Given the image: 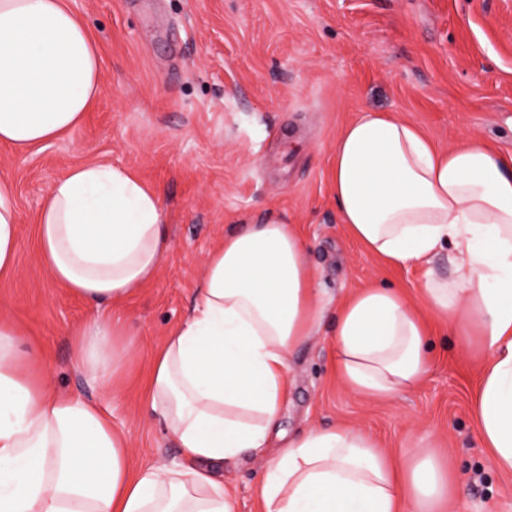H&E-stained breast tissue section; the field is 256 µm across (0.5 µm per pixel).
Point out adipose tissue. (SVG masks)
<instances>
[{
	"label": "adipose tissue",
	"instance_id": "1",
	"mask_svg": "<svg viewBox=\"0 0 512 512\" xmlns=\"http://www.w3.org/2000/svg\"><path fill=\"white\" fill-rule=\"evenodd\" d=\"M102 91L100 57L68 0H0V143L19 152L75 128ZM331 183L347 234L386 264L424 272L419 302L367 286L336 308V371L389 398L431 368L421 316L479 331L486 357L472 410L498 470L512 472V157L477 138L442 149L401 118L366 110L337 139ZM49 280L93 306L73 362L116 389L134 352L110 310L158 276L171 249L158 191L129 169L85 163L56 180L36 219ZM447 252L450 277L432 262ZM18 224L0 178V280ZM320 290L293 225H239L209 253L196 297L156 348L146 402L181 449L131 465L108 407L55 391L38 352L0 315V512H237L218 472L260 458L262 512H446L447 465L394 456L354 427L311 428L272 447L290 396L289 355L320 327Z\"/></svg>",
	"mask_w": 512,
	"mask_h": 512
}]
</instances>
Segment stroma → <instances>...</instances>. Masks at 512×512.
Here are the masks:
<instances>
[{
    "instance_id": "stroma-1",
    "label": "stroma",
    "mask_w": 512,
    "mask_h": 512,
    "mask_svg": "<svg viewBox=\"0 0 512 512\" xmlns=\"http://www.w3.org/2000/svg\"><path fill=\"white\" fill-rule=\"evenodd\" d=\"M100 51L102 92L62 138L19 153L0 144L17 203L19 250L0 311L35 344L61 392L108 400L139 467L179 459L142 386L154 348L185 316L206 256L238 224L298 225L323 290L320 332L289 359L284 437L362 429L389 453L422 448L458 483L451 512H512L471 418L485 350L479 334L436 329L433 365L388 399L348 389L335 368L336 305L369 285L418 299L422 273L387 267L351 239L330 185L339 131L371 108L402 117L438 146L478 137L512 154V0H70ZM128 168L154 186L172 249L156 280L113 310L136 344L107 392L72 363L71 332L93 311L52 287L33 225L54 181L81 163ZM261 461L224 469L237 512H260Z\"/></svg>"
}]
</instances>
